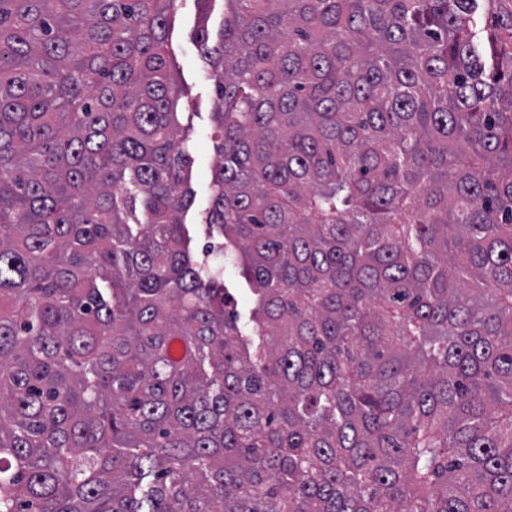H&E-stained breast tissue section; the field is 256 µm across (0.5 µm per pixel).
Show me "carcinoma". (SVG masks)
<instances>
[{
	"mask_svg": "<svg viewBox=\"0 0 512 512\" xmlns=\"http://www.w3.org/2000/svg\"><path fill=\"white\" fill-rule=\"evenodd\" d=\"M225 0L186 223L175 0H0V512H512V0ZM210 264H217L218 267H223L224 284L228 288H232L231 292L237 300V309L241 314V321L246 322L250 308L249 291L239 281L238 270L220 254H213L208 256Z\"/></svg>",
	"mask_w": 512,
	"mask_h": 512,
	"instance_id": "cac0c4a2",
	"label": "carcinoma"
}]
</instances>
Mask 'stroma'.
Returning <instances> with one entry per match:
<instances>
[{"label":"stroma","mask_w":512,"mask_h":512,"mask_svg":"<svg viewBox=\"0 0 512 512\" xmlns=\"http://www.w3.org/2000/svg\"><path fill=\"white\" fill-rule=\"evenodd\" d=\"M224 0H176L171 20L169 42L176 65L177 81L184 91L179 121L190 131L189 150L193 161L195 203L187 222L196 226L197 249L205 251L213 239L204 223L210 197L211 168L215 155L211 133L216 98L206 77L208 65L198 51L192 35L201 17H208L212 27L224 19Z\"/></svg>","instance_id":"1"}]
</instances>
